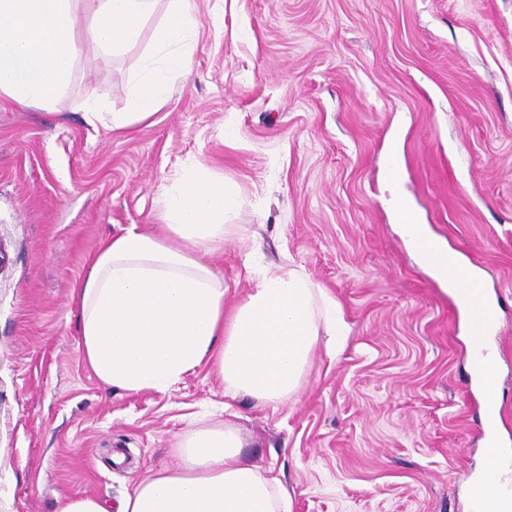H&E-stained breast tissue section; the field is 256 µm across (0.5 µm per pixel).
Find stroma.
<instances>
[{
	"instance_id": "1",
	"label": "stroma",
	"mask_w": 512,
	"mask_h": 512,
	"mask_svg": "<svg viewBox=\"0 0 512 512\" xmlns=\"http://www.w3.org/2000/svg\"><path fill=\"white\" fill-rule=\"evenodd\" d=\"M193 2V70L148 121L111 131L73 97L0 99V457L16 463L0 512L117 503L180 467L186 435L224 425L288 485L291 512H469L484 444L460 310L395 231L380 173L399 136L412 208L482 275L512 448V0ZM167 4L116 55L79 32L77 82L103 111H130ZM197 166L243 199L244 235L210 257L227 302L269 267L338 304L341 350L318 344L284 405L227 396L210 364L170 392L130 394L84 359L76 291L90 261L124 228L161 223ZM112 504L105 503L93 497L65 498L59 501L57 512H111Z\"/></svg>"
}]
</instances>
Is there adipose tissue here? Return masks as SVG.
I'll return each instance as SVG.
<instances>
[{
	"mask_svg": "<svg viewBox=\"0 0 512 512\" xmlns=\"http://www.w3.org/2000/svg\"><path fill=\"white\" fill-rule=\"evenodd\" d=\"M156 2L0 0V99L40 108L70 95L81 55L79 14L91 15V42L114 55L138 39ZM193 10V0H168L154 46L127 86L131 111H101L87 94L80 106L89 123L124 130L162 107L172 79L192 68ZM383 179L407 246L457 288L463 261L410 208L394 160ZM241 205L233 186L190 169L165 200L160 232L133 226L107 242L79 290L84 357L100 381L131 393H165L212 362L228 388L260 403L281 404L297 392L320 336L316 305L328 297L298 271L266 269L242 302L225 308L224 282L207 257L223 245ZM171 237L181 247L169 246ZM180 448V469L135 482L118 506L65 498L57 512H290V492L244 458L234 427L196 430Z\"/></svg>",
	"mask_w": 512,
	"mask_h": 512,
	"instance_id": "adipose-tissue-1",
	"label": "adipose tissue"
}]
</instances>
